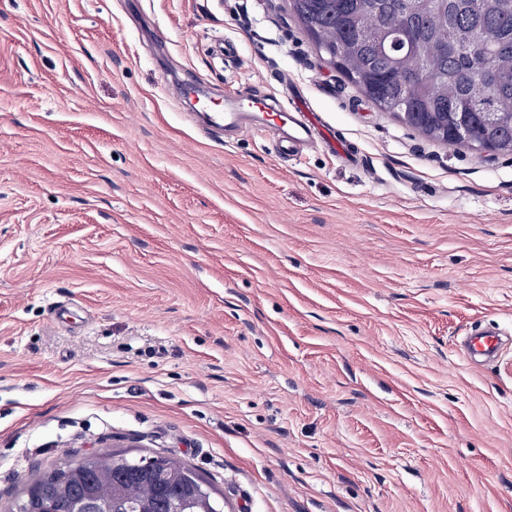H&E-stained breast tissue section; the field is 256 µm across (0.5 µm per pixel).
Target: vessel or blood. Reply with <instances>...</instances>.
Listing matches in <instances>:
<instances>
[{
	"instance_id": "1",
	"label": "vessel or blood",
	"mask_w": 512,
	"mask_h": 512,
	"mask_svg": "<svg viewBox=\"0 0 512 512\" xmlns=\"http://www.w3.org/2000/svg\"><path fill=\"white\" fill-rule=\"evenodd\" d=\"M209 126L215 130L231 127L246 130L253 126H271L281 130L280 147L285 151L297 149L302 143L313 140L320 126L316 120H303L276 108L267 98L230 99L223 109L213 111ZM500 339L491 331H481L468 336L465 355L468 358L490 357L497 353Z\"/></svg>"
}]
</instances>
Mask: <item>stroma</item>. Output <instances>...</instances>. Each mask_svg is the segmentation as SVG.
<instances>
[{"label":"stroma","mask_w":512,"mask_h":512,"mask_svg":"<svg viewBox=\"0 0 512 512\" xmlns=\"http://www.w3.org/2000/svg\"><path fill=\"white\" fill-rule=\"evenodd\" d=\"M112 451L224 512H512V155L381 111L290 0H0V512ZM268 98L229 99L224 103V111L213 110L209 116V127L223 130L232 127L245 131L253 126H271L282 131L280 148L294 151L302 143L321 137V128L316 120L307 115V122L291 113L276 108ZM499 336L491 331L477 332L468 336L465 344V355L472 359L476 356L490 357L497 353Z\"/></svg>","instance_id":"stroma-1"}]
</instances>
